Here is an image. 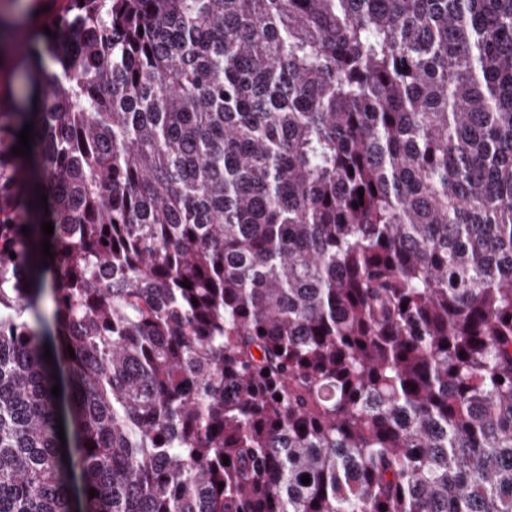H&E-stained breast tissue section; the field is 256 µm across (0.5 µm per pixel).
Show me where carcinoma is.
<instances>
[{"mask_svg": "<svg viewBox=\"0 0 512 512\" xmlns=\"http://www.w3.org/2000/svg\"><path fill=\"white\" fill-rule=\"evenodd\" d=\"M67 2L0 102V512H512V0Z\"/></svg>", "mask_w": 512, "mask_h": 512, "instance_id": "1", "label": "carcinoma"}]
</instances>
